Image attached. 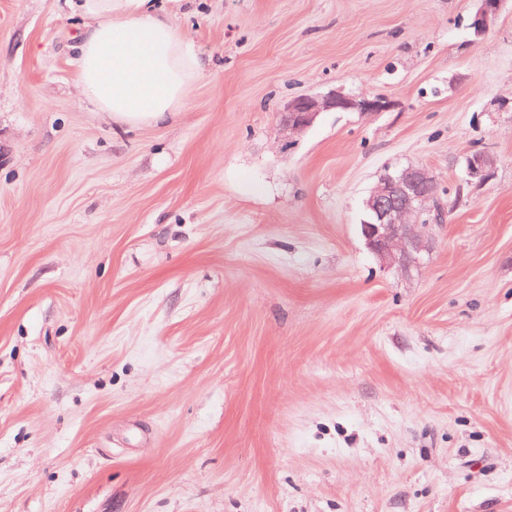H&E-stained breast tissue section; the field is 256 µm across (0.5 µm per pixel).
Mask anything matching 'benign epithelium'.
<instances>
[{
	"instance_id": "benign-epithelium-1",
	"label": "benign epithelium",
	"mask_w": 512,
	"mask_h": 512,
	"mask_svg": "<svg viewBox=\"0 0 512 512\" xmlns=\"http://www.w3.org/2000/svg\"><path fill=\"white\" fill-rule=\"evenodd\" d=\"M471 21L478 36L488 33L508 0H479ZM385 107L380 97L367 98L341 92L325 98L302 96L291 100L282 113V126L289 135L310 127L327 110L377 112ZM493 155L479 152L467 157L468 181L481 183L494 168ZM435 179L424 166H411L383 177L365 200L366 220L362 234L376 257L387 266L405 267L419 259L426 245L419 230L421 215L432 200Z\"/></svg>"
}]
</instances>
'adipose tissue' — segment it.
I'll use <instances>...</instances> for the list:
<instances>
[{
    "instance_id": "adipose-tissue-1",
    "label": "adipose tissue",
    "mask_w": 512,
    "mask_h": 512,
    "mask_svg": "<svg viewBox=\"0 0 512 512\" xmlns=\"http://www.w3.org/2000/svg\"><path fill=\"white\" fill-rule=\"evenodd\" d=\"M78 25V79L113 123L159 125L178 113L208 63L178 24L181 0H66Z\"/></svg>"
}]
</instances>
